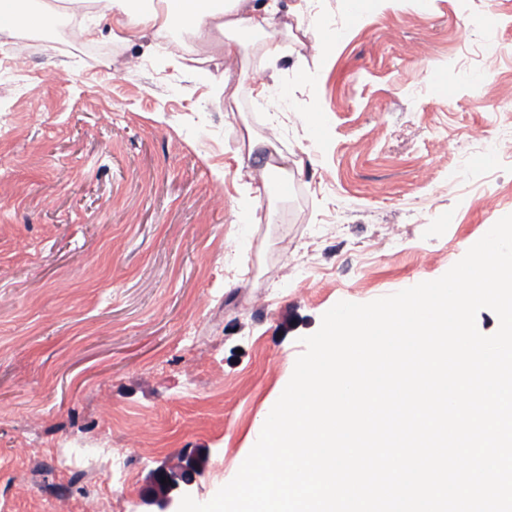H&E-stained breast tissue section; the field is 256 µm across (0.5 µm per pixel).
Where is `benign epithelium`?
<instances>
[{"mask_svg":"<svg viewBox=\"0 0 512 512\" xmlns=\"http://www.w3.org/2000/svg\"><path fill=\"white\" fill-rule=\"evenodd\" d=\"M204 474L202 461L193 453L185 454L176 466L157 467L152 472V487L140 498V512H178L182 497L193 494Z\"/></svg>","mask_w":512,"mask_h":512,"instance_id":"obj_1","label":"benign epithelium"}]
</instances>
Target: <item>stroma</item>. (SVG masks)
<instances>
[{"instance_id":"stroma-1","label":"stroma","mask_w":512,"mask_h":512,"mask_svg":"<svg viewBox=\"0 0 512 512\" xmlns=\"http://www.w3.org/2000/svg\"><path fill=\"white\" fill-rule=\"evenodd\" d=\"M280 7L342 38L320 52L280 31L273 58L247 43L230 108L223 60L184 69L164 38L129 36L109 60L34 47L20 76L0 37V512H137L149 474L194 451L209 501L326 311L441 277L512 214V57L478 61L486 42L512 48V0H379L359 23L343 0ZM270 133L272 173L242 146ZM254 205L271 222L237 223ZM77 443L124 449L129 484L99 459L64 465Z\"/></svg>"}]
</instances>
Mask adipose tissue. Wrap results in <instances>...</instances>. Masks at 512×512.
I'll use <instances>...</instances> for the list:
<instances>
[{
    "label": "adipose tissue",
    "mask_w": 512,
    "mask_h": 512,
    "mask_svg": "<svg viewBox=\"0 0 512 512\" xmlns=\"http://www.w3.org/2000/svg\"><path fill=\"white\" fill-rule=\"evenodd\" d=\"M108 29L83 28L84 41L119 40L136 30L154 36L181 31L199 42L216 46L225 62L237 59L256 35L274 31L280 24L274 0H95ZM54 10L29 6L26 0H0V33L40 28Z\"/></svg>",
    "instance_id": "ef3b65f1"
}]
</instances>
